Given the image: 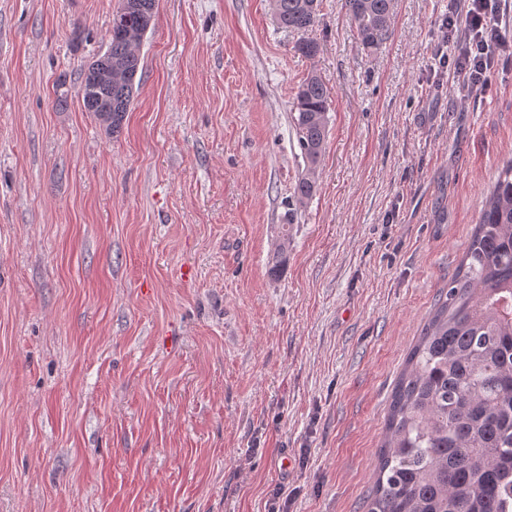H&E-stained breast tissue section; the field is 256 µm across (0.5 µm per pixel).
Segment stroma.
Segmentation results:
<instances>
[{"instance_id": "1", "label": "stroma", "mask_w": 512, "mask_h": 512, "mask_svg": "<svg viewBox=\"0 0 512 512\" xmlns=\"http://www.w3.org/2000/svg\"><path fill=\"white\" fill-rule=\"evenodd\" d=\"M395 0L357 40L272 0H156L118 133L78 97L121 0H0V512H366L393 387L512 157V62L468 95ZM332 92L316 193L289 122ZM288 252L277 257L280 241ZM278 28L286 32L307 33L318 19V0H273Z\"/></svg>"}]
</instances>
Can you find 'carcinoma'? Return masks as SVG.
Listing matches in <instances>:
<instances>
[{"label":"carcinoma","mask_w":512,"mask_h":512,"mask_svg":"<svg viewBox=\"0 0 512 512\" xmlns=\"http://www.w3.org/2000/svg\"><path fill=\"white\" fill-rule=\"evenodd\" d=\"M278 28L304 34L318 0H273ZM394 0H345L357 37L377 48L390 35ZM155 0L112 14L107 50L81 74L78 95L107 130L129 111L140 47ZM99 62L125 81L102 82ZM331 91L312 73L290 123L306 162L294 195H313L325 148ZM367 512H512V158L489 188L455 275L438 294L392 395Z\"/></svg>","instance_id":"carcinoma-1"}]
</instances>
